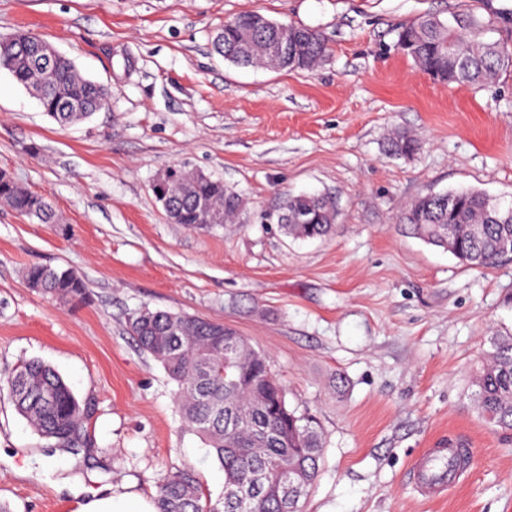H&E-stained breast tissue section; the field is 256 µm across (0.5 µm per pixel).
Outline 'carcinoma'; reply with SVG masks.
I'll use <instances>...</instances> for the list:
<instances>
[{"mask_svg": "<svg viewBox=\"0 0 512 512\" xmlns=\"http://www.w3.org/2000/svg\"><path fill=\"white\" fill-rule=\"evenodd\" d=\"M258 13L224 21L213 45L224 60L242 67H261L280 23L265 20L254 27ZM487 24L473 14L442 18L425 14L398 34V48L434 79L482 86L512 71V45L484 40ZM286 70H310L331 53L318 31L290 26ZM33 34L0 35V68L25 87L39 85L43 112L66 126L102 109L110 92L79 74L73 61L55 53L49 72L36 67ZM419 140L397 131L387 143L393 155L411 156ZM155 192L170 222L190 228L233 218L242 199L224 182L178 164L159 179ZM0 204L15 213L54 222L45 198L0 173ZM294 238L325 237L336 231V205L325 195H290L267 216ZM400 223L424 241L443 247L460 262L487 268L512 254V202L504 206L474 190L435 193L405 207ZM27 285L59 304L84 302L89 292L73 270L36 265ZM128 330L140 349L159 362L177 384L185 426L212 448L224 470V491L212 499L187 473L170 475L156 486L158 512H299L319 472L323 439L316 420L288 406L285 388L268 376L265 354L221 324L169 310L143 306L128 317ZM472 396L482 416L494 427L512 432V333L490 337L471 381ZM5 390L16 412L42 438L59 448H75L91 416V405L79 400L50 365L30 359L8 375ZM292 483L289 495L282 486Z\"/></svg>", "mask_w": 512, "mask_h": 512, "instance_id": "cac0c4a2", "label": "carcinoma"}]
</instances>
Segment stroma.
Returning a JSON list of instances; mask_svg holds the SVG:
<instances>
[{"mask_svg": "<svg viewBox=\"0 0 512 512\" xmlns=\"http://www.w3.org/2000/svg\"><path fill=\"white\" fill-rule=\"evenodd\" d=\"M252 11L323 33L330 56L309 71L224 61L216 33ZM428 13L477 15L486 39L512 43V0H0V33L43 38L112 93L62 127L0 70V172L57 216L0 205V379L38 358L94 405L87 445L52 448L0 394L11 512L151 497L185 471L222 493L176 383L127 331L142 306L232 327L316 418L323 457L301 512H512V434L482 419L470 387L488 336L512 332V258L470 268L398 222L431 192L512 201V73L481 89L433 79L396 47ZM396 130L419 139L414 155L386 154ZM184 162L243 196L234 223L167 220L153 186ZM301 193L335 199L333 235L295 240L265 222ZM33 265L73 269L89 301L31 290ZM449 438L474 460L445 500L424 501L410 463Z\"/></svg>", "mask_w": 512, "mask_h": 512, "instance_id": "35a3bbf8", "label": "stroma"}]
</instances>
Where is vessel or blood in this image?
I'll return each mask as SVG.
<instances>
[{"mask_svg": "<svg viewBox=\"0 0 512 512\" xmlns=\"http://www.w3.org/2000/svg\"><path fill=\"white\" fill-rule=\"evenodd\" d=\"M460 446V441L452 439L447 445L424 449L412 462L410 478L424 496L432 500L441 498L456 484L454 462Z\"/></svg>", "mask_w": 512, "mask_h": 512, "instance_id": "1", "label": "vessel or blood"}]
</instances>
